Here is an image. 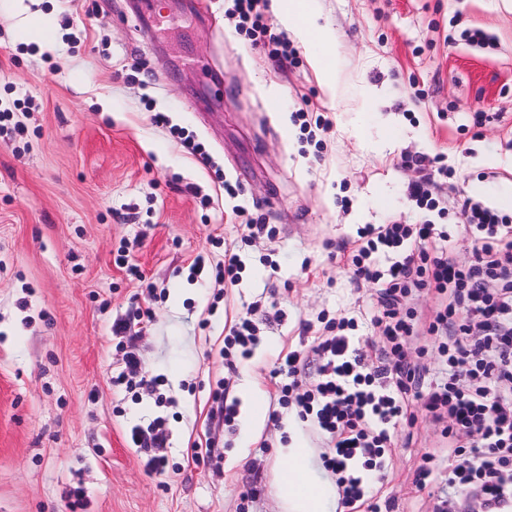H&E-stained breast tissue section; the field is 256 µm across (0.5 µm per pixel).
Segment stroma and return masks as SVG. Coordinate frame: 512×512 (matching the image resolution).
Here are the masks:
<instances>
[{
	"instance_id": "obj_1",
	"label": "stroma",
	"mask_w": 512,
	"mask_h": 512,
	"mask_svg": "<svg viewBox=\"0 0 512 512\" xmlns=\"http://www.w3.org/2000/svg\"><path fill=\"white\" fill-rule=\"evenodd\" d=\"M231 6L0 0V111L13 122L0 132V512H281L278 451L293 435L267 416L242 446L243 388L269 413L288 353L311 351L328 319L371 311L341 244L367 224L428 222L465 261L464 200L512 215L497 200L512 183V0H312L320 46L267 9L293 65L239 34ZM38 15L54 50L23 36ZM475 29L491 44L469 42ZM298 112L327 119L317 143ZM420 154L451 172L437 211L409 198L419 172L402 160ZM226 179L273 239L241 247ZM124 244L142 279L116 264ZM228 250L245 263L238 284L190 278L198 254L213 265ZM256 300L260 341L228 368L224 324ZM137 304L152 315L129 346L142 376L163 379L162 407L112 385V323ZM223 391L239 402L231 428L212 413ZM159 416L160 473L127 441ZM443 429L421 413L403 426L408 443L368 480L382 512H444L439 486L417 480L426 454L448 466Z\"/></svg>"
}]
</instances>
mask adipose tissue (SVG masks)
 I'll return each instance as SVG.
<instances>
[{"label":"adipose tissue","mask_w":512,"mask_h":512,"mask_svg":"<svg viewBox=\"0 0 512 512\" xmlns=\"http://www.w3.org/2000/svg\"><path fill=\"white\" fill-rule=\"evenodd\" d=\"M287 459L279 475L278 493L286 512H332L339 502L335 484L315 471V457L303 443L284 449Z\"/></svg>","instance_id":"1"}]
</instances>
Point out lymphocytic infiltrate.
Segmentation results:
<instances>
[{"mask_svg":"<svg viewBox=\"0 0 512 512\" xmlns=\"http://www.w3.org/2000/svg\"><path fill=\"white\" fill-rule=\"evenodd\" d=\"M267 7L268 0H234L237 31L267 40L275 57L296 63L287 38L270 33ZM462 214L476 239L465 264L453 257L451 233L432 224L358 229L349 261L356 280L374 290L370 324L384 341L376 359L367 358L354 336L356 319L345 316L313 349L321 359L314 383L302 378L303 353L285 358L288 380L274 401L312 419L331 437L327 464L339 476L344 502L366 494L353 463L387 468L385 452L397 445L408 410L415 407L472 436L464 451L456 439L448 441L449 495L472 486L483 512H512V389L500 387L512 380V217L478 202L465 204ZM430 290L446 298L427 328L444 343L436 368L424 373L405 356V342L418 324L407 299ZM470 311L483 319L481 337H474L464 321Z\"/></svg>","mask_w":512,"mask_h":512,"instance_id":"lymphocytic-infiltrate-1","label":"lymphocytic infiltrate"}]
</instances>
